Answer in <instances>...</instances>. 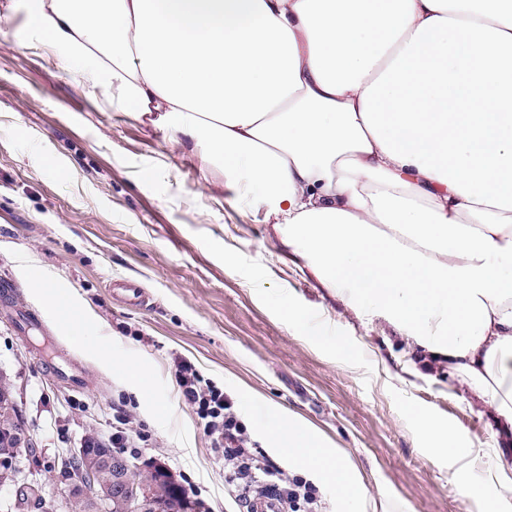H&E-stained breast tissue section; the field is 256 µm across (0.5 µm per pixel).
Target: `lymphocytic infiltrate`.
<instances>
[{"label": "lymphocytic infiltrate", "mask_w": 512, "mask_h": 512, "mask_svg": "<svg viewBox=\"0 0 512 512\" xmlns=\"http://www.w3.org/2000/svg\"><path fill=\"white\" fill-rule=\"evenodd\" d=\"M177 385L224 459V493L240 512H257L256 502L269 498L278 512H322L323 495L302 475L289 473L254 448L248 429L233 401L216 386H202L196 367L177 363Z\"/></svg>", "instance_id": "1"}]
</instances>
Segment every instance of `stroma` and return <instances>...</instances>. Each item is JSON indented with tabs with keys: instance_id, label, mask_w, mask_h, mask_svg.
<instances>
[{
	"instance_id": "obj_1",
	"label": "stroma",
	"mask_w": 512,
	"mask_h": 512,
	"mask_svg": "<svg viewBox=\"0 0 512 512\" xmlns=\"http://www.w3.org/2000/svg\"><path fill=\"white\" fill-rule=\"evenodd\" d=\"M80 69L36 43L23 6L0 0V282L13 287L0 299V376L27 436L15 481L0 485V512H35L19 496L31 485L66 505L57 464L85 434L111 436L123 397L152 434L129 454L134 469L157 462L189 478L197 512H238L224 497L221 454L179 395L178 357L230 395L256 448L280 467L288 462L269 417L289 413L344 450L386 512L512 502L494 481L482 498L462 493L416 428L422 410L472 447L497 445L491 409L447 360L430 361L386 318L355 312L325 287L248 190L228 186L221 165L183 135L76 91ZM23 254L79 307L82 324L57 326ZM293 308L319 317L349 357L313 343ZM120 362L142 366L146 386L116 374Z\"/></svg>"
}]
</instances>
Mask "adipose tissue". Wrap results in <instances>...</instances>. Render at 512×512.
<instances>
[{"instance_id":"obj_1","label":"adipose tissue","mask_w":512,"mask_h":512,"mask_svg":"<svg viewBox=\"0 0 512 512\" xmlns=\"http://www.w3.org/2000/svg\"><path fill=\"white\" fill-rule=\"evenodd\" d=\"M30 27L78 61L77 91L204 147L285 245L359 312L447 359L512 425V0H25ZM462 490L512 486L494 457L426 414ZM269 433L289 465L368 489L295 415Z\"/></svg>"}]
</instances>
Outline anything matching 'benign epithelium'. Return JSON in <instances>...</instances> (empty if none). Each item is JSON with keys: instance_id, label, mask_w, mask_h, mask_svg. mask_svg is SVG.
Returning <instances> with one entry per match:
<instances>
[{"instance_id": "7a95c632", "label": "benign epithelium", "mask_w": 512, "mask_h": 512, "mask_svg": "<svg viewBox=\"0 0 512 512\" xmlns=\"http://www.w3.org/2000/svg\"><path fill=\"white\" fill-rule=\"evenodd\" d=\"M10 446V455L17 457L25 435L14 426L0 419V441ZM131 463L101 451L95 463L83 474L78 483L81 498L93 512H112V499L124 501L127 512H144V505L154 492V486L129 479Z\"/></svg>"}]
</instances>
